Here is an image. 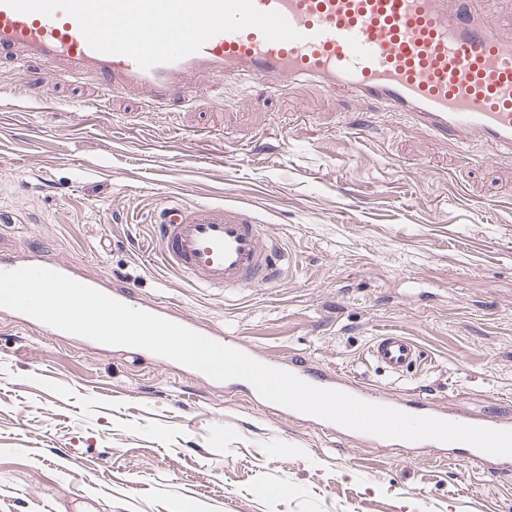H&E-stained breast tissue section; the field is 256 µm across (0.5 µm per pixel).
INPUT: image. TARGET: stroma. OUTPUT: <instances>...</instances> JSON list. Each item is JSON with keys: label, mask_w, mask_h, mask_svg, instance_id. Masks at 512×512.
<instances>
[{"label": "stroma", "mask_w": 512, "mask_h": 512, "mask_svg": "<svg viewBox=\"0 0 512 512\" xmlns=\"http://www.w3.org/2000/svg\"><path fill=\"white\" fill-rule=\"evenodd\" d=\"M171 200L252 210L285 279L226 293L168 270ZM0 249L76 261L276 361L512 419V162L309 81L207 79L157 105L1 52ZM387 331L424 364H374ZM0 512H512V473L334 436L6 313Z\"/></svg>", "instance_id": "obj_1"}]
</instances>
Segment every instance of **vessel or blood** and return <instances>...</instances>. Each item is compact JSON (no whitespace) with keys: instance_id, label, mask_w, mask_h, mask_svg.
<instances>
[{"instance_id":"obj_1","label":"vessel or blood","mask_w":512,"mask_h":512,"mask_svg":"<svg viewBox=\"0 0 512 512\" xmlns=\"http://www.w3.org/2000/svg\"><path fill=\"white\" fill-rule=\"evenodd\" d=\"M258 10L281 13L302 38L272 42L250 27L225 32L183 59L145 70L130 57L89 47L77 22L24 14L0 2V50L22 49L43 60L68 83L86 74L109 87L146 91L162 103L185 94L191 79L219 78L252 84L310 80L331 91L371 101L393 114H411L430 135L463 147L483 143L489 158L512 156V37L475 11L472 0H253ZM155 224L161 258L172 271L210 288H256L277 283L287 261L277 239L254 213L238 206H163ZM48 269L96 288L123 303L130 290L83 272L76 262L48 261ZM190 330L263 360L261 351L234 336L197 323ZM371 359L402 375L423 362L409 337L377 336ZM287 371L322 388L418 416L508 429L512 422L437 409L418 396H386L330 376L303 359Z\"/></svg>"}]
</instances>
